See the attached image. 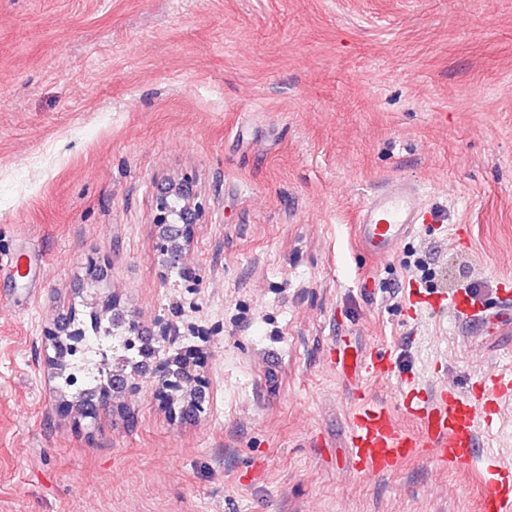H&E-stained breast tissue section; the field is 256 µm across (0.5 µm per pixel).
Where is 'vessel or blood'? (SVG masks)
Masks as SVG:
<instances>
[{
  "mask_svg": "<svg viewBox=\"0 0 512 512\" xmlns=\"http://www.w3.org/2000/svg\"><path fill=\"white\" fill-rule=\"evenodd\" d=\"M441 221L440 212L421 203L415 186L405 181L380 186L356 216L359 241L378 260L390 256L399 241L412 234L418 225ZM448 305L459 318L480 317V310L468 291L453 293ZM511 391L512 380L494 376L485 387V403L480 406L451 388L431 394L406 387L402 404L421 424L416 434L397 426L385 407L360 399L349 429V446L357 471L362 474L392 471L404 460L426 451L448 463L470 465L475 454L476 420L486 416L488 405ZM483 468L488 483L486 512H512V485L503 481L505 467L489 458Z\"/></svg>",
  "mask_w": 512,
  "mask_h": 512,
  "instance_id": "1",
  "label": "vessel or blood"
}]
</instances>
